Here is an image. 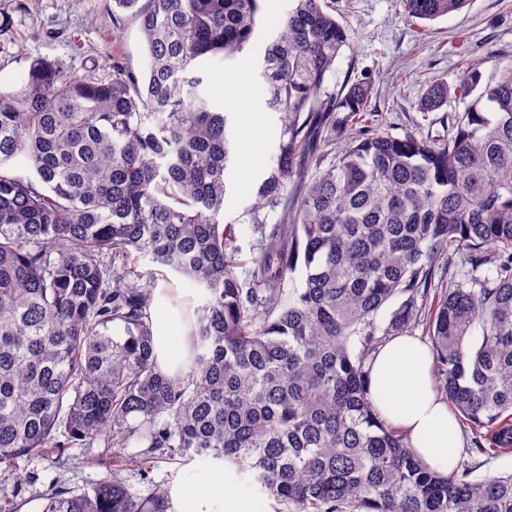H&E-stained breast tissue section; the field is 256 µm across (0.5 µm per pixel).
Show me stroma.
<instances>
[{
  "instance_id": "obj_1",
  "label": "stroma",
  "mask_w": 512,
  "mask_h": 512,
  "mask_svg": "<svg viewBox=\"0 0 512 512\" xmlns=\"http://www.w3.org/2000/svg\"><path fill=\"white\" fill-rule=\"evenodd\" d=\"M17 1L0 0V14L10 20L8 30L0 32V89H18L30 61L37 58L97 78L107 73L106 61L113 58L143 75L146 50L139 23L114 8L112 0H21V11L15 8ZM328 11L346 27L349 44L327 74L325 92L370 79L374 127L396 137L446 135L449 117L462 114L466 100L449 98L435 111L420 110L418 101L433 82L458 81L462 56L478 63L486 79L512 63V0H470L461 12L424 25L408 21L404 0H328ZM258 71L255 64L221 62L207 85L208 94L228 110L244 104L251 114L250 126L238 118L233 121L234 160L224 209L225 223L235 227L243 261L260 244V226L281 223L284 217L282 207L254 205V190L270 164L276 137L273 114L254 95ZM250 127L258 132L260 153L259 165L252 168L243 160ZM67 454L61 465L37 456L17 460L16 471L24 478L20 512H39L52 487L78 489L103 477L101 448H71ZM198 471L194 462L162 461L154 464L149 477L134 470L122 477L134 496L146 498L155 488L190 479Z\"/></svg>"
}]
</instances>
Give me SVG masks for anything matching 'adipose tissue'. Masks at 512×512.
<instances>
[{"mask_svg":"<svg viewBox=\"0 0 512 512\" xmlns=\"http://www.w3.org/2000/svg\"><path fill=\"white\" fill-rule=\"evenodd\" d=\"M150 316L158 364L164 373L175 375L187 357L180 314L169 297L158 292ZM371 376L380 416L408 436L423 461L450 469L464 442L447 401L434 387L429 346L414 336L395 337L376 354ZM168 497L174 512H250L232 472L220 465L203 477L173 482Z\"/></svg>","mask_w":512,"mask_h":512,"instance_id":"obj_1","label":"adipose tissue"}]
</instances>
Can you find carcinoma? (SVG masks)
Masks as SVG:
<instances>
[{
	"mask_svg": "<svg viewBox=\"0 0 512 512\" xmlns=\"http://www.w3.org/2000/svg\"><path fill=\"white\" fill-rule=\"evenodd\" d=\"M114 2L139 22L143 78L34 59L0 90V469L106 448L104 477L53 487L41 512H168L167 491L137 498L122 472L178 457L229 464L296 512H512V473L425 464L378 415L370 375L387 338L425 322L437 390L475 450L512 447V65L430 85L426 110L471 98L448 139L360 130L324 168L372 87L322 95L347 30L326 0H292L256 55L278 137L255 196L286 220L242 278L224 223L232 115L206 84L214 63L256 57L260 0ZM405 2L433 21L468 0ZM141 254L181 277L165 279L190 350L175 376L153 353ZM21 489L0 483V512H19Z\"/></svg>",
	"mask_w": 512,
	"mask_h": 512,
	"instance_id": "cac0c4a2",
	"label": "carcinoma"
}]
</instances>
